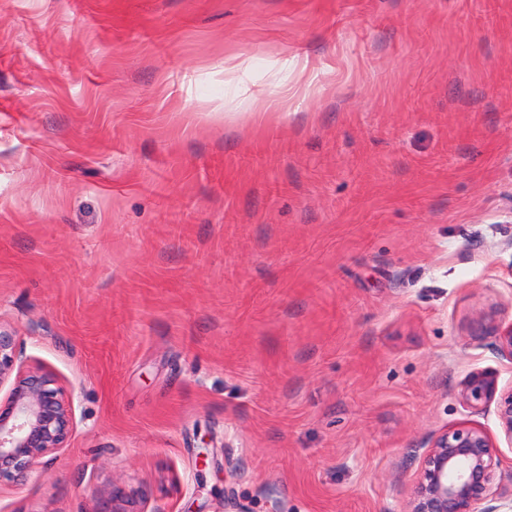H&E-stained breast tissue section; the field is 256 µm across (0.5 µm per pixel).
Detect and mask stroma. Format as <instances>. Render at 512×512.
<instances>
[{
  "mask_svg": "<svg viewBox=\"0 0 512 512\" xmlns=\"http://www.w3.org/2000/svg\"><path fill=\"white\" fill-rule=\"evenodd\" d=\"M512 321V0H0V326L70 398L6 512H406ZM477 329L494 338L498 354L512 362V322L504 326L493 315L480 314L475 321Z\"/></svg>",
  "mask_w": 512,
  "mask_h": 512,
  "instance_id": "1",
  "label": "stroma"
}]
</instances>
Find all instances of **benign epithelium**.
<instances>
[{
	"label": "benign epithelium",
	"mask_w": 512,
	"mask_h": 512,
	"mask_svg": "<svg viewBox=\"0 0 512 512\" xmlns=\"http://www.w3.org/2000/svg\"><path fill=\"white\" fill-rule=\"evenodd\" d=\"M477 329L494 338L498 354L512 362V323L490 314L476 319ZM9 383L0 404V483L23 481L41 460L66 447L72 405L56 376L25 364L17 336L0 327V386ZM464 407L495 408L504 438L512 446V387H499L489 370L471 372L460 392ZM421 473L407 512H501L507 489L496 480L499 448L479 426L461 425L433 435L423 445ZM131 495L109 488L99 512H133Z\"/></svg>",
	"instance_id": "benign-epithelium-1"
}]
</instances>
